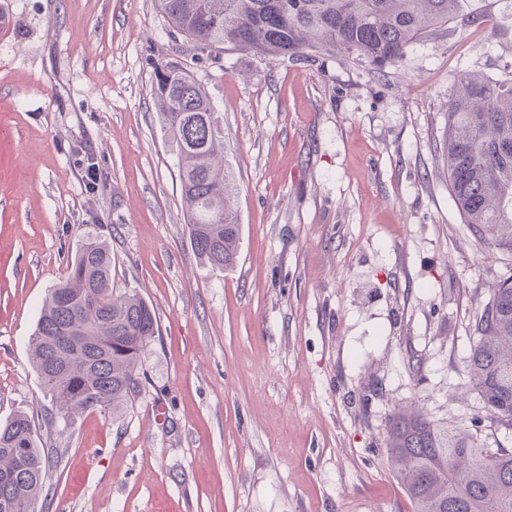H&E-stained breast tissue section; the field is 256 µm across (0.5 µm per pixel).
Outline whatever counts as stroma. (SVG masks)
Instances as JSON below:
<instances>
[{
	"mask_svg": "<svg viewBox=\"0 0 512 512\" xmlns=\"http://www.w3.org/2000/svg\"><path fill=\"white\" fill-rule=\"evenodd\" d=\"M171 59L224 128L241 243L223 272L190 245L151 95ZM465 72L512 74V0H466L381 70L203 53L156 0H0V420L53 407L29 342L88 241L160 329L128 409L43 422L58 454L35 512H413L385 438L414 409L512 448L465 373L512 278L448 188Z\"/></svg>",
	"mask_w": 512,
	"mask_h": 512,
	"instance_id": "35a3bbf8",
	"label": "stroma"
}]
</instances>
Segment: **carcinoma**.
<instances>
[{
	"instance_id": "cac0c4a2",
	"label": "carcinoma",
	"mask_w": 512,
	"mask_h": 512,
	"mask_svg": "<svg viewBox=\"0 0 512 512\" xmlns=\"http://www.w3.org/2000/svg\"><path fill=\"white\" fill-rule=\"evenodd\" d=\"M170 27L205 51L231 44L261 56L342 53L382 69L414 41L448 25L464 0H158ZM152 94L176 145L186 228L197 256L216 271L233 267L241 224L231 205L224 132L204 88L173 59L154 71ZM448 186L464 222L512 244V78L462 74L448 103ZM466 373L484 403L512 426V283H503L476 325ZM158 334L154 309L138 294L115 295L112 253L85 244L42 306L32 365L58 416L122 410L141 391L142 357ZM0 512H29L43 491L52 449L34 419L0 423ZM386 448L415 512H512V450L480 448L422 414L392 416Z\"/></svg>"
}]
</instances>
